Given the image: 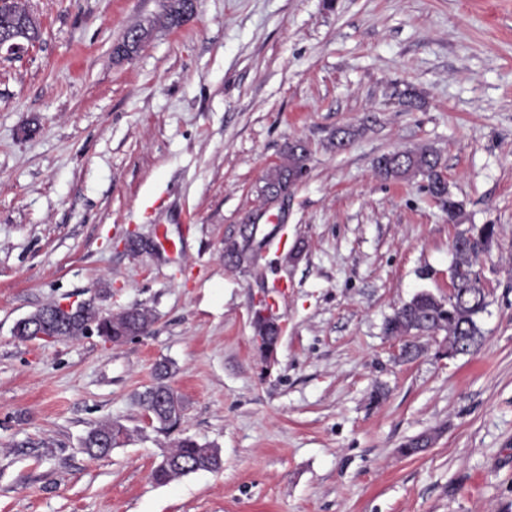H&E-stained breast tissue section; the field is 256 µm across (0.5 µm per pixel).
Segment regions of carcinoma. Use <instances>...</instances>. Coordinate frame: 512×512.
Listing matches in <instances>:
<instances>
[{"label": "carcinoma", "mask_w": 512, "mask_h": 512, "mask_svg": "<svg viewBox=\"0 0 512 512\" xmlns=\"http://www.w3.org/2000/svg\"><path fill=\"white\" fill-rule=\"evenodd\" d=\"M191 3L192 0H165L163 17L166 24L182 26ZM307 154V147L297 142L288 146L286 161L274 167L264 179L261 194L265 202L270 204L278 196L293 191L305 172ZM375 170L386 179L422 177L427 181L429 191L441 198L448 221L455 222L461 216L462 203L448 191V184L441 177L440 157L435 150L423 146L383 154L377 158ZM253 230L252 224L241 226L238 238L224 250L225 265L239 268L254 261V257L244 256L245 242L252 236ZM495 235V225L484 224L476 243L462 238L453 246L455 287L459 288L455 302L443 309L429 293L422 291L402 310L394 313L387 321L386 331L392 336H424L431 331H440L444 333L443 343L448 345V349L463 354L477 350L483 339L477 317L487 307L480 274L476 270L479 258L477 243L486 244ZM150 321L149 310L140 307L103 316L91 306H78L72 313L66 314L54 303L31 314L30 319L18 321L15 334L21 339H33L40 333L50 338H77L93 326L105 341L120 344L131 336L143 333ZM168 375L169 367L159 366L154 384L138 395V402L141 407L152 409L155 415L167 421L165 430L173 432L179 428L183 405L166 383ZM126 435V427L117 421L101 423L88 432L83 440V448L92 459L104 457L119 447ZM168 453L177 459V463L159 464L154 468L152 477L158 484H167L198 471H218L223 466L217 449L202 445L190 437L176 440Z\"/></svg>", "instance_id": "carcinoma-1"}]
</instances>
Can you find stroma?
Returning <instances> with one entry per match:
<instances>
[{"instance_id": "1", "label": "stroma", "mask_w": 512, "mask_h": 512, "mask_svg": "<svg viewBox=\"0 0 512 512\" xmlns=\"http://www.w3.org/2000/svg\"><path fill=\"white\" fill-rule=\"evenodd\" d=\"M26 4L40 39L0 56V512H512V0H196L172 29L160 0ZM299 139L306 173L265 214ZM418 146L459 222L422 177L376 173ZM257 213L265 248L225 266ZM485 224L482 346L399 359L387 319L422 290L446 300L454 239ZM70 301L152 320L118 345L15 336ZM260 308L283 325L270 356ZM161 362L177 436L219 448L220 471L154 482L175 436L136 396ZM109 420L127 438L89 458ZM126 435V427L118 421L101 423L88 432L83 448L92 459L104 457L119 447Z\"/></svg>"}]
</instances>
